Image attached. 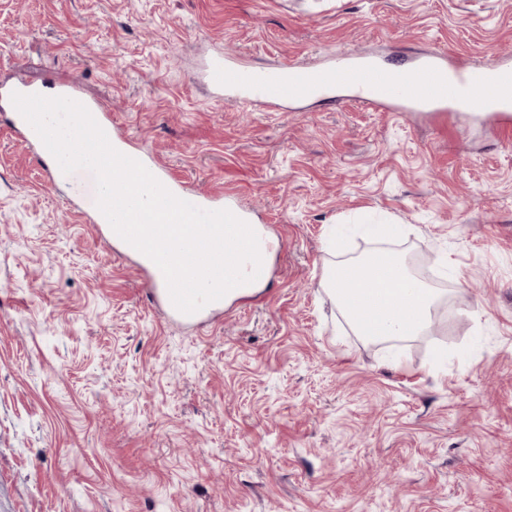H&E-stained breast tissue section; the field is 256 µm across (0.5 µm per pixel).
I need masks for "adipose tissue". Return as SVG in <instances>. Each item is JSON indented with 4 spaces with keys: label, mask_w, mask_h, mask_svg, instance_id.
Returning <instances> with one entry per match:
<instances>
[{
    "label": "adipose tissue",
    "mask_w": 512,
    "mask_h": 512,
    "mask_svg": "<svg viewBox=\"0 0 512 512\" xmlns=\"http://www.w3.org/2000/svg\"><path fill=\"white\" fill-rule=\"evenodd\" d=\"M370 341L416 336L430 325L439 289L416 281L403 259L380 256L356 266L339 263L322 283Z\"/></svg>",
    "instance_id": "ef3b65f1"
}]
</instances>
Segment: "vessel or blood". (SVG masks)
<instances>
[{"mask_svg":"<svg viewBox=\"0 0 512 512\" xmlns=\"http://www.w3.org/2000/svg\"><path fill=\"white\" fill-rule=\"evenodd\" d=\"M198 78L228 100L242 105L257 103L269 110L288 103L332 100L337 89L342 88L353 94L359 105L376 110L412 112L421 108L431 112H464L477 108L484 118L496 121L503 134L512 133V60L507 58L461 61L447 52L434 51L407 66L342 51L317 64L297 62L274 70H256L239 58L217 54L204 61ZM15 92L75 100L79 88L74 83L52 81L39 87L27 83L0 86V113L7 115L15 132L36 148L50 178L58 179V163L10 100ZM88 109L112 146L128 153L130 140L114 131L111 114L97 103L89 104ZM140 161L177 197L205 210L222 209V202L209 193L185 191L154 158L144 155Z\"/></svg>","mask_w":512,"mask_h":512,"instance_id":"1","label":"vessel or blood"}]
</instances>
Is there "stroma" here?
<instances>
[{"instance_id":"stroma-1","label":"stroma","mask_w":512,"mask_h":512,"mask_svg":"<svg viewBox=\"0 0 512 512\" xmlns=\"http://www.w3.org/2000/svg\"><path fill=\"white\" fill-rule=\"evenodd\" d=\"M352 50L512 57V0H0V79L79 85L187 189L277 241L262 290L168 318L0 116V512H512V139L194 75ZM411 225L377 236L371 226ZM427 255L440 336H356L321 281Z\"/></svg>"}]
</instances>
